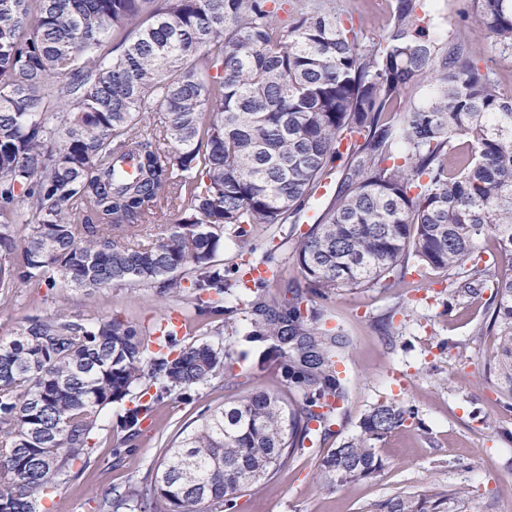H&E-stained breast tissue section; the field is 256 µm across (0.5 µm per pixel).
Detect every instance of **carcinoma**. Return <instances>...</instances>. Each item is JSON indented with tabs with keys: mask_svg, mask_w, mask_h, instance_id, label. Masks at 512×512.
Listing matches in <instances>:
<instances>
[{
	"mask_svg": "<svg viewBox=\"0 0 512 512\" xmlns=\"http://www.w3.org/2000/svg\"><path fill=\"white\" fill-rule=\"evenodd\" d=\"M447 6L403 0L363 53L337 0H0V295L32 282L87 296L123 284L192 292L185 319L224 321L263 346L258 368L279 371L278 386L202 414L154 478L105 489L99 512H229L306 444L337 435L349 417L338 366L354 344L318 299L394 288L421 267L444 273L448 312L490 292L472 336L495 338L485 374L512 409V276L478 253L492 238L512 264V97L467 51L479 34L512 56V0H474L467 22L445 26ZM424 82L431 90L391 121V102ZM345 157L354 187L297 240L298 276L254 278L230 304L224 230L244 249L255 225L293 222ZM184 197L164 237L136 241ZM235 363L230 345L31 310L0 338V512H49L113 404L131 402L120 460L161 401L221 375L234 383ZM408 423L420 424L413 405L372 403L318 478L336 489L375 478L377 445ZM461 494L423 486L367 512H453Z\"/></svg>",
	"mask_w": 512,
	"mask_h": 512,
	"instance_id": "carcinoma-1",
	"label": "carcinoma"
}]
</instances>
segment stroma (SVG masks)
I'll list each match as a JSON object with an SVG mask.
<instances>
[{
    "label": "stroma",
    "instance_id": "stroma-1",
    "mask_svg": "<svg viewBox=\"0 0 512 512\" xmlns=\"http://www.w3.org/2000/svg\"><path fill=\"white\" fill-rule=\"evenodd\" d=\"M399 0H342L344 18L361 27V51H369L388 32ZM344 168H336L324 188L310 198L294 224L255 225L250 256H242L232 234H225L219 258L227 274H247L264 265L284 276L296 275L295 242L316 223L343 191ZM440 275L412 274L395 288H365L332 295L328 304L350 336L354 351L342 365L350 389L349 411L358 416L372 402L395 399L417 408L420 425L402 428L378 448L384 471L374 480L336 490L321 485L318 464L335 448V439L316 443L268 482L242 494L237 512H366L370 503L423 485L464 493L456 512H512V498L501 490L512 483V441L500 436L512 428V413L498 404L497 387L486 378L490 337L472 338L483 316L482 301L464 302L445 311L447 300ZM190 298L167 302L155 289L114 285L87 297L69 288L30 284L0 299V336L13 334L29 308L51 314L65 307L87 318L113 316L151 329L160 314L190 307ZM392 329H385V320ZM453 340V350L441 344ZM223 379L165 399L143 425L136 448L121 463L111 451L123 434L114 428L121 406H113L97 433L96 449L81 476L60 485L54 512H98L97 495L111 485L136 486L150 480L163 462L167 445L180 428L208 408L222 406L229 393ZM488 414L486 426L471 422L473 406Z\"/></svg>",
    "mask_w": 512,
    "mask_h": 512
}]
</instances>
